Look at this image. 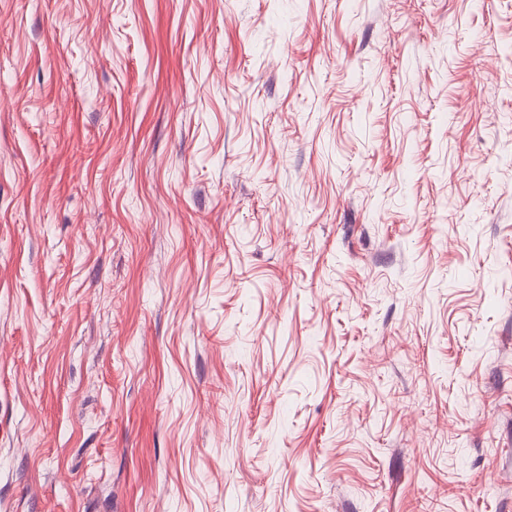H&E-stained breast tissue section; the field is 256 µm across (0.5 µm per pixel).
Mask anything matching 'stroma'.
<instances>
[{
  "mask_svg": "<svg viewBox=\"0 0 512 512\" xmlns=\"http://www.w3.org/2000/svg\"><path fill=\"white\" fill-rule=\"evenodd\" d=\"M512 0H0V512H512Z\"/></svg>",
  "mask_w": 512,
  "mask_h": 512,
  "instance_id": "35a3bbf8",
  "label": "stroma"
}]
</instances>
